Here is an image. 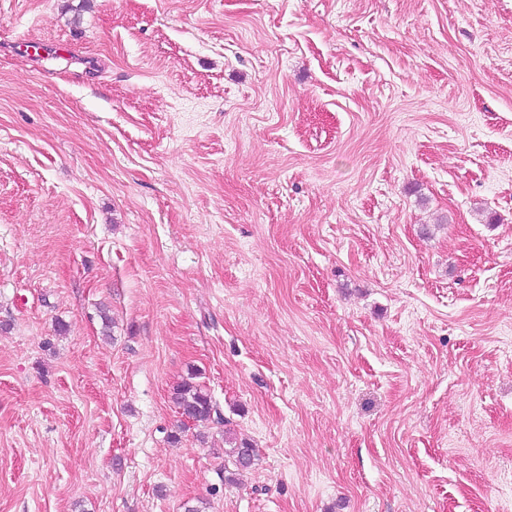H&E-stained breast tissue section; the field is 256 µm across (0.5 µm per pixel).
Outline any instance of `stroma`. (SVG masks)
I'll list each match as a JSON object with an SVG mask.
<instances>
[{"instance_id": "stroma-1", "label": "stroma", "mask_w": 512, "mask_h": 512, "mask_svg": "<svg viewBox=\"0 0 512 512\" xmlns=\"http://www.w3.org/2000/svg\"><path fill=\"white\" fill-rule=\"evenodd\" d=\"M190 505L512 512V0H0V512ZM173 400L181 415L193 422L213 424L225 422L224 417L212 404L210 398L189 381H184L174 388ZM257 456V449L246 441L224 448V457L235 466V471L250 469L255 464Z\"/></svg>"}]
</instances>
